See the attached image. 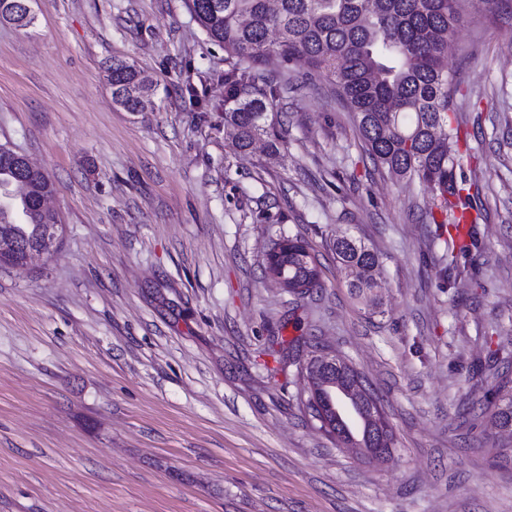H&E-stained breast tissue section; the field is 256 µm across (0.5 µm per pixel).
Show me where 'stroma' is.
Returning <instances> with one entry per match:
<instances>
[{
  "mask_svg": "<svg viewBox=\"0 0 512 512\" xmlns=\"http://www.w3.org/2000/svg\"><path fill=\"white\" fill-rule=\"evenodd\" d=\"M0 24V140L55 185L52 257L0 266V512H512V464L470 412L472 363L512 351V0L470 11L448 56L470 132L479 282L443 289L444 244L374 169L334 85L294 67L280 151L231 148L224 49L185 0H34ZM134 62L155 108L112 101ZM323 286L269 280L280 232ZM382 261L354 300L329 242ZM316 336L379 397L396 451L337 447L298 400Z\"/></svg>",
  "mask_w": 512,
  "mask_h": 512,
  "instance_id": "1",
  "label": "stroma"
}]
</instances>
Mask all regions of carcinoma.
Returning <instances> with one entry per match:
<instances>
[{
    "mask_svg": "<svg viewBox=\"0 0 512 512\" xmlns=\"http://www.w3.org/2000/svg\"><path fill=\"white\" fill-rule=\"evenodd\" d=\"M464 0H187V6L208 38L224 47V124L236 131L232 150L247 154L255 140L266 135L268 147L279 151L280 136L266 124L269 107L294 88L289 66L302 58L312 73L335 84L336 102L355 118L361 145L374 167L390 177L429 187L433 209L443 223L457 227L477 210L478 185L459 179L463 166L461 128L452 126L448 111L458 92L448 63V40L463 17ZM112 100L126 112H145L154 106L156 87L145 83L135 63L112 60L107 69ZM15 149L0 141V240L19 247L39 242L49 226L41 198L54 190L47 176H24L12 162ZM452 235L445 241L448 287L468 276L460 258L475 244ZM288 240L280 266L288 280L303 286L296 296L322 287L321 263L309 242L299 234L280 233L272 247ZM336 263L347 279L350 294L368 298L378 287L379 255L349 233L332 242ZM502 384L485 395L486 406L475 414L499 434L512 437V378L509 362L495 366ZM340 397L356 382L370 388L354 368L330 371Z\"/></svg>",
    "mask_w": 512,
    "mask_h": 512,
    "instance_id": "1",
    "label": "carcinoma"
}]
</instances>
